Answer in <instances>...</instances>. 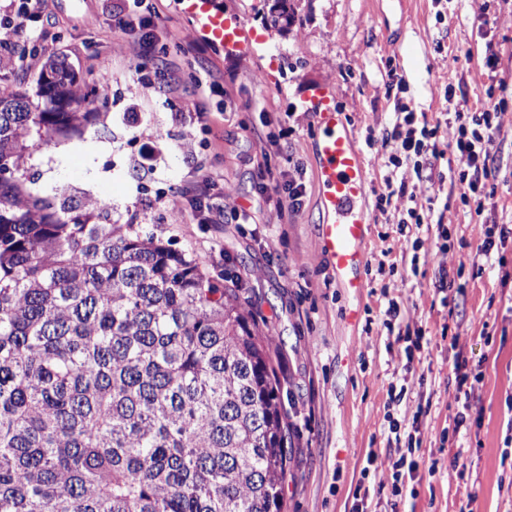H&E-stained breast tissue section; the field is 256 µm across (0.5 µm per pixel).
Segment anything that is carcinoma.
<instances>
[{
	"mask_svg": "<svg viewBox=\"0 0 512 512\" xmlns=\"http://www.w3.org/2000/svg\"><path fill=\"white\" fill-rule=\"evenodd\" d=\"M0 104V512H282L292 447L269 340L230 287L111 209L27 188L104 123L73 73Z\"/></svg>",
	"mask_w": 512,
	"mask_h": 512,
	"instance_id": "carcinoma-1",
	"label": "carcinoma"
}]
</instances>
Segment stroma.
<instances>
[{
	"label": "stroma",
	"instance_id": "1",
	"mask_svg": "<svg viewBox=\"0 0 512 512\" xmlns=\"http://www.w3.org/2000/svg\"><path fill=\"white\" fill-rule=\"evenodd\" d=\"M237 14L251 36L239 55L203 38L180 0H48L39 22L46 35L13 43L36 46L37 56L15 61L13 71L35 87L41 58L66 60L80 84L107 83L92 109L107 113L106 128L53 141L36 152L29 189L39 196L108 197L112 220L139 224L172 241L210 276H238L241 299L274 338L272 357L282 380L281 399L292 435L284 479L283 512H512V235L479 253L473 216L448 211L454 248L441 253L426 230L428 255L419 268L396 225L387 223L367 195L362 294L344 288L321 246L326 216L316 177L318 132L305 99L316 87L334 92L356 146L369 187L387 173V149L367 144V128L389 123L396 103H410L428 120L447 108L440 87L448 71L461 79L462 97H485L487 48L500 56L498 79L512 89V0H300L299 18L281 32L263 18L261 0H214ZM159 16L150 53L137 55L116 25L118 14L136 20ZM199 39L182 46L180 33ZM176 84L145 93L140 80ZM395 68L407 90H387L383 75ZM214 74L219 87L198 86ZM203 107L206 123L196 120ZM273 170L298 161L306 193L299 212L281 220L258 196L257 160ZM499 169L494 207L482 218L512 226V107L495 155ZM210 175L213 197L227 207L221 225L193 223L173 208L174 192ZM462 269V294L442 305L441 269ZM405 308L411 329L422 330L413 357L383 325L388 299ZM361 311L350 321L349 309ZM464 360L480 383L457 391L454 365ZM404 386L390 402V384ZM469 420L459 435L446 430L461 408ZM423 409V460L438 471L423 478L416 496L389 507L379 484L401 448L389 418L411 427ZM370 474H363V467ZM365 497L354 498L356 486Z\"/></svg>",
	"mask_w": 512,
	"mask_h": 512
}]
</instances>
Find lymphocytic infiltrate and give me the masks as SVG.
<instances>
[{"label": "lymphocytic infiltrate", "mask_w": 512, "mask_h": 512, "mask_svg": "<svg viewBox=\"0 0 512 512\" xmlns=\"http://www.w3.org/2000/svg\"><path fill=\"white\" fill-rule=\"evenodd\" d=\"M43 12L44 0H9L0 9V40L8 41L23 30L30 31L32 39H41V32L32 30L31 22ZM459 86L456 73H449L443 83V97L454 114L455 126L448 136L447 151L438 149L439 126L430 125L425 116L406 104L395 107L392 126L366 132L367 143L380 141L390 147L386 161L389 173L375 192L377 210L391 215L394 223L401 226L436 227L438 249L445 253L451 249L452 238L445 220L446 210L420 206L417 190L423 183H447L449 197L459 198L475 214H483L486 201L494 197L498 178L496 142L505 113L502 104L492 99L479 110L465 107L455 99ZM441 157L447 160L448 172L437 176L433 173V162ZM210 188V176L202 175L192 196L174 195L172 203L179 209L189 208L194 223H223L224 207L212 203Z\"/></svg>", "instance_id": "f902f5d3"}]
</instances>
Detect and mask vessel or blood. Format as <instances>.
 I'll return each mask as SVG.
<instances>
[{"instance_id":"vessel-or-blood-1","label":"vessel or blood","mask_w":512,"mask_h":512,"mask_svg":"<svg viewBox=\"0 0 512 512\" xmlns=\"http://www.w3.org/2000/svg\"><path fill=\"white\" fill-rule=\"evenodd\" d=\"M187 11L201 19L209 40L230 52L245 50L249 36L241 20L217 9L213 0H183ZM320 131L317 139L318 179L322 188L321 205L326 213L322 243L344 286L360 293L363 283L353 272L363 261L368 174L344 115L328 89H314L309 97Z\"/></svg>"}]
</instances>
